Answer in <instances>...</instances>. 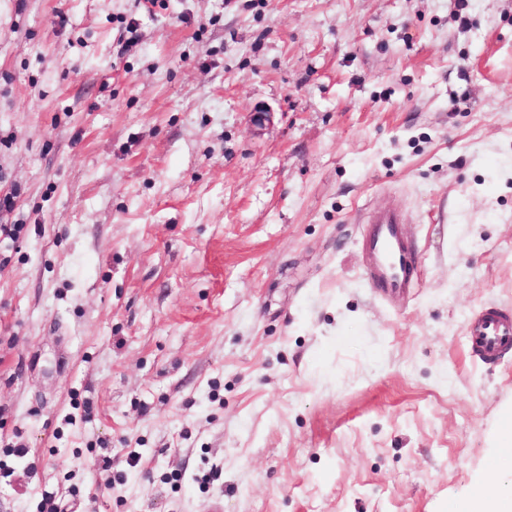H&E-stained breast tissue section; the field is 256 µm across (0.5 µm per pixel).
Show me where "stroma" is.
I'll return each instance as SVG.
<instances>
[{"instance_id": "35a3bbf8", "label": "stroma", "mask_w": 512, "mask_h": 512, "mask_svg": "<svg viewBox=\"0 0 512 512\" xmlns=\"http://www.w3.org/2000/svg\"><path fill=\"white\" fill-rule=\"evenodd\" d=\"M487 306L512 0H0V512H457L512 478ZM362 245L367 260V279L371 288L401 293L417 284L416 260L403 232L408 224L405 213L396 206L367 212ZM465 335L473 357L485 364L497 363L512 352V313L486 307L470 319Z\"/></svg>"}]
</instances>
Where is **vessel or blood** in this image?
<instances>
[{"mask_svg":"<svg viewBox=\"0 0 512 512\" xmlns=\"http://www.w3.org/2000/svg\"><path fill=\"white\" fill-rule=\"evenodd\" d=\"M362 245L367 260V279L372 288L401 293L415 287L416 260L403 232L405 213L396 206L367 212ZM466 346L483 363H497L512 353V313L487 307L466 326Z\"/></svg>","mask_w":512,"mask_h":512,"instance_id":"vessel-or-blood-1","label":"vessel or blood"}]
</instances>
